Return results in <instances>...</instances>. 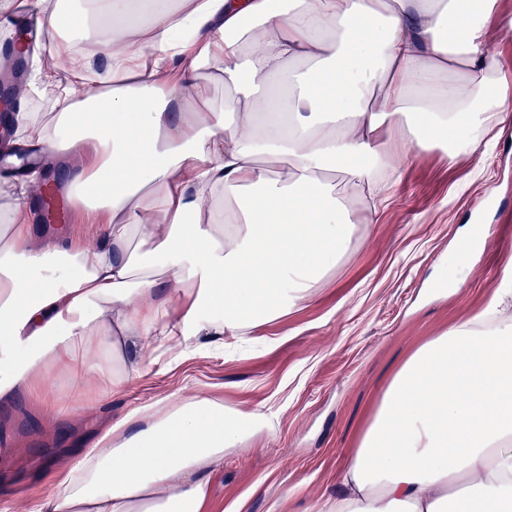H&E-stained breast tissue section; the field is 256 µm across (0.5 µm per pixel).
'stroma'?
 <instances>
[{
	"instance_id": "stroma-1",
	"label": "stroma",
	"mask_w": 512,
	"mask_h": 512,
	"mask_svg": "<svg viewBox=\"0 0 512 512\" xmlns=\"http://www.w3.org/2000/svg\"><path fill=\"white\" fill-rule=\"evenodd\" d=\"M71 0L78 52L103 46ZM376 223H356L346 255L287 315L251 323L249 341L149 366L119 393L87 400L68 381L63 412L20 390L0 401V512L46 476L60 450L91 447L102 427L169 396L208 395L256 413L208 475L211 512H319L393 375L422 345L465 325L512 287V124L482 156L411 155Z\"/></svg>"
}]
</instances>
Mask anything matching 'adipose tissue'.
I'll return each instance as SVG.
<instances>
[{
  "label": "adipose tissue",
  "instance_id": "1",
  "mask_svg": "<svg viewBox=\"0 0 512 512\" xmlns=\"http://www.w3.org/2000/svg\"><path fill=\"white\" fill-rule=\"evenodd\" d=\"M91 0L112 49L74 60L39 0L42 67L71 58L52 126L19 135L78 156L65 231L0 225V401L80 380L120 389L168 346L220 349L249 318L287 313L343 257L353 201L398 158L478 151L512 123L488 49L497 0ZM231 87L196 108L203 70ZM344 176L336 191L329 176ZM497 307L397 371L325 512H512V320ZM221 401L169 398L107 425L31 494L30 512H207V471L236 446ZM77 161L68 159L67 166H57L61 172V180L59 187V194L63 198L66 207V218L63 224L67 230L77 235L82 240H90L99 234V224H94L92 218L84 212L76 210L72 207L68 200V182L70 180V170Z\"/></svg>",
  "mask_w": 512,
  "mask_h": 512
}]
</instances>
